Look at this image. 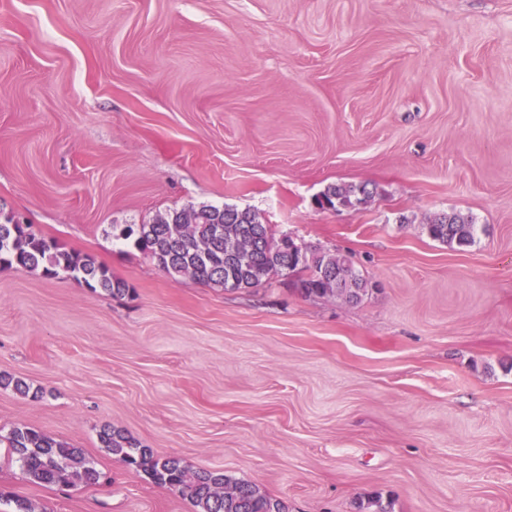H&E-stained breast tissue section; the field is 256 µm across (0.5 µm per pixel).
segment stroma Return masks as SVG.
I'll list each match as a JSON object with an SVG mask.
<instances>
[{
    "label": "stroma",
    "instance_id": "1",
    "mask_svg": "<svg viewBox=\"0 0 512 512\" xmlns=\"http://www.w3.org/2000/svg\"><path fill=\"white\" fill-rule=\"evenodd\" d=\"M366 183L354 209L320 210ZM256 212L349 259L362 301L295 277L166 275L113 225ZM460 212L473 244L433 240ZM94 255L112 298L0 270V428L80 448L98 485L0 466L34 512H193L102 448L111 426L288 512H512V0H0V214ZM372 192L368 190L367 184H342L332 185L321 194V197L329 202L332 208L336 206L354 207L368 198Z\"/></svg>",
    "mask_w": 512,
    "mask_h": 512
}]
</instances>
